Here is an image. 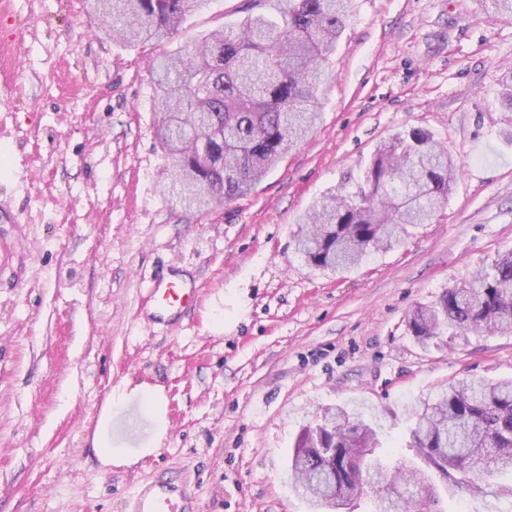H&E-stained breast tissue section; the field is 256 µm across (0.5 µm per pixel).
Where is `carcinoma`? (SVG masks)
I'll return each instance as SVG.
<instances>
[{
  "label": "carcinoma",
  "instance_id": "cac0c4a2",
  "mask_svg": "<svg viewBox=\"0 0 512 512\" xmlns=\"http://www.w3.org/2000/svg\"><path fill=\"white\" fill-rule=\"evenodd\" d=\"M202 3L89 0L86 8L98 19V32L135 47L178 33ZM347 16L348 0H249L238 23L200 34L184 52L164 56L153 67L157 139L170 160L162 195L200 212L231 202L250 193L306 139L320 120L318 92ZM457 174L448 150L428 132H398L376 150L355 190L311 206L298 250L319 269L357 266L368 252L391 248L408 227L429 223ZM408 323L421 342L445 332L462 339L512 334V252L415 311ZM324 418L334 421L325 447L340 448L353 475L368 468L372 512H381L387 493L390 512H434L437 495L423 470L372 460L382 447L374 417L337 406L326 409ZM412 419L409 447L444 477L462 474L473 493L512 471V380L451 383L422 400ZM318 430L319 423L303 427L289 476L296 491L310 492L315 506L337 509L318 463L299 456L307 436ZM402 469L419 480L426 496L405 495L398 485Z\"/></svg>",
  "mask_w": 512,
  "mask_h": 512
}]
</instances>
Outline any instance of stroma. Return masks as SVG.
<instances>
[{
  "label": "stroma",
  "mask_w": 512,
  "mask_h": 512,
  "mask_svg": "<svg viewBox=\"0 0 512 512\" xmlns=\"http://www.w3.org/2000/svg\"><path fill=\"white\" fill-rule=\"evenodd\" d=\"M244 0H204L171 41L129 49L99 36L84 0H0V512H132L173 478L195 512H312L288 479L303 424L364 406L376 454L420 466L409 446L422 397L461 379L512 378V335L419 342L407 317L512 251V20L488 0H349L319 91L322 119L247 195L185 212L159 191L150 65ZM424 129L460 166L432 223L344 271L297 250L325 193L354 190L384 141ZM196 286L173 322L144 305L156 272ZM158 385L166 434L123 433ZM106 466L93 446L104 410ZM512 474L484 494L439 485L440 512H512ZM133 397L140 399L147 398L151 403L156 422V437H160L166 428L165 398L161 391L158 389L146 390L144 392H140L138 389L128 391L127 387L124 386L118 393L113 395V405L123 404Z\"/></svg>",
  "instance_id": "obj_1"
}]
</instances>
